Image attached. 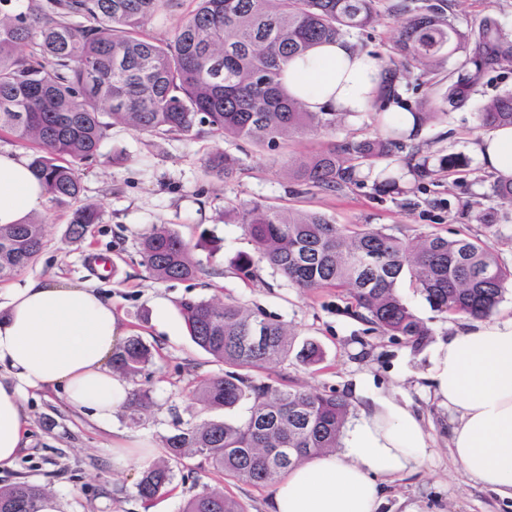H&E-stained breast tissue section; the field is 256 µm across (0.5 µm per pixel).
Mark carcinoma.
Segmentation results:
<instances>
[{"label": "carcinoma", "mask_w": 512, "mask_h": 512, "mask_svg": "<svg viewBox=\"0 0 512 512\" xmlns=\"http://www.w3.org/2000/svg\"><path fill=\"white\" fill-rule=\"evenodd\" d=\"M181 0H0V137L30 150L31 166L45 182L51 201H78L83 193L78 164L94 158L116 124L163 139L203 134L284 149L299 136L333 134L348 116L326 105L317 112L285 90L291 63L313 47L362 36L381 13L402 21L393 56L368 55L381 68L368 101L373 135L346 139L309 153L288 176L323 194L365 184L362 171L384 165L373 182L381 194L403 191L390 171L396 154L407 151L404 167L414 181L433 180L467 166L464 157L424 153L419 131L437 118L432 95L399 115L390 111L411 69L434 85L438 67L451 57L443 100L464 106L483 77L512 68V41L498 20L485 15L462 27L455 22L457 0H191L171 36L155 42L142 30ZM478 120L483 127H512V91L487 99ZM238 156L217 150L204 174L235 179ZM512 176L496 178L479 199L463 208L487 228L508 221ZM101 219L82 204L69 220V234L82 238ZM224 222L243 225L253 250L231 265L245 280L262 266L305 290L346 292L348 311L385 335L413 343L429 328L399 292L407 280L435 310L451 316L485 318L512 286V265L478 237L438 233L414 244L370 224L341 225L319 211L291 209L250 200L231 202ZM213 244L206 234L192 244L165 225L142 235L138 253L158 282L192 280L200 272L193 251ZM45 245L43 222L0 225V281L32 264ZM192 341L224 364V373L200 382L195 397L205 408L231 410L251 401L237 425L222 421L187 423L162 438L165 459L146 468L136 484L151 501L173 482L170 461L201 456L212 469L258 487L277 484L296 464L341 447L351 413L335 392L309 391L266 382L258 374L288 360L292 333L286 324L251 311L234 300L185 299L180 303ZM297 357L306 365L323 360L322 348L306 342ZM153 364L150 347L132 335L112 353V369L133 377ZM151 404L147 389L130 392L126 408L136 413ZM276 448L291 449V460ZM44 489L22 481L0 487V512H39ZM181 512H246L221 491L203 489Z\"/></svg>", "instance_id": "1"}]
</instances>
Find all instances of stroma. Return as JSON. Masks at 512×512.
Listing matches in <instances>:
<instances>
[{"instance_id":"obj_1","label":"stroma","mask_w":512,"mask_h":512,"mask_svg":"<svg viewBox=\"0 0 512 512\" xmlns=\"http://www.w3.org/2000/svg\"><path fill=\"white\" fill-rule=\"evenodd\" d=\"M506 88H512V69L486 76L465 107L449 110L418 138L429 151L466 157L462 181L444 178L418 187L408 176L400 195L377 194L368 184L333 196L316 191L301 194L288 177L289 164L327 142L370 136L371 120L364 113L348 118L332 137L292 142L282 154L209 136L170 137L156 146L139 131L113 126L98 155L79 167L84 196L97 205L100 222L84 238L72 240L70 205L48 204L42 216L43 251L10 283L1 282L0 290L29 279L62 278L94 286L111 298L129 334L142 336L153 347V365L126 380L129 388L149 390L152 404L135 416L128 409H117L111 423L100 424L73 410L61 393L24 392L25 445L14 467L0 471V487L23 480L46 486L59 512H180L186 500L208 486L224 490L247 512H269L272 488L229 479L198 456L173 464L172 484L151 503L136 494L142 471L162 458L160 440L174 432L176 423H233L247 411L243 404L232 410L207 409L193 396L198 383L222 373L223 366L191 341L179 303L185 298H215L236 300L287 323L296 344L312 341L321 346L320 364L306 365L289 356L267 370L271 382L333 391L345 395L355 407L366 395L392 398L409 403L422 417L435 438V452L412 473L382 484L378 512H512V499L487 490L453 460L449 450L452 417L438 408L427 379L434 345L466 326L467 318L444 316L414 288L402 285L407 302L431 330L416 345L401 336L382 334L350 315L344 293L303 291L266 267L255 280H241L229 260L251 251L252 244L241 225L225 223L223 218L228 200L262 199L287 208L318 210L339 224L385 226L412 242L430 232L477 236L511 264L512 221L489 229L462 214L459 207L460 202L482 193L491 180L475 155L483 133L478 112L486 99ZM217 149L243 154V169L232 182L225 184L203 174L206 157ZM160 224L191 241L204 231L217 239L216 250L194 253L204 268L198 278L159 283L142 266L138 239ZM100 252L111 255L116 276L97 275L90 260ZM120 437L149 444V458L116 466L112 443Z\"/></svg>"}]
</instances>
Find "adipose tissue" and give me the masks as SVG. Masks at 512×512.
<instances>
[{"instance_id":"adipose-tissue-1","label":"adipose tissue","mask_w":512,"mask_h":512,"mask_svg":"<svg viewBox=\"0 0 512 512\" xmlns=\"http://www.w3.org/2000/svg\"><path fill=\"white\" fill-rule=\"evenodd\" d=\"M380 78L377 61L344 43L296 59L285 85L309 110L330 104L364 112ZM485 170L512 176V127L490 130L476 145ZM49 194L23 151H0V225L44 211ZM125 334L109 300L64 279L28 280L0 295V470L23 446L25 390L63 392L69 405L110 421L130 389L110 367ZM428 378L438 406L453 417L451 456L469 475L512 499V320L474 321L434 347ZM434 439L408 404L363 403L337 452L308 459L281 479L271 512H377L380 482L414 471Z\"/></svg>"}]
</instances>
